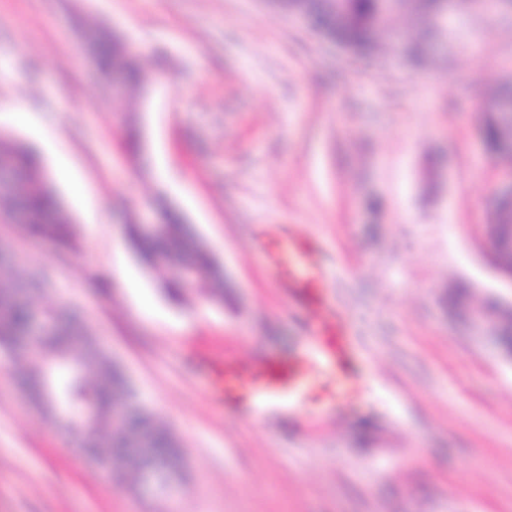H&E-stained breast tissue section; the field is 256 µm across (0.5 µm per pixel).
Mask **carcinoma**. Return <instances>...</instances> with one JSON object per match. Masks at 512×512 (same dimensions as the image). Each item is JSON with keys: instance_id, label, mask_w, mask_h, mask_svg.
I'll use <instances>...</instances> for the list:
<instances>
[{"instance_id": "1", "label": "carcinoma", "mask_w": 512, "mask_h": 512, "mask_svg": "<svg viewBox=\"0 0 512 512\" xmlns=\"http://www.w3.org/2000/svg\"><path fill=\"white\" fill-rule=\"evenodd\" d=\"M438 0H404L402 12L421 31L433 24L431 16ZM297 10L307 14L313 26L346 52L369 57L381 48V39L392 34L379 21V0H342L336 9L334 0H301ZM97 74L112 83L120 73L126 82L137 86L142 69L131 51L100 31L96 41ZM512 101V89L504 88L498 97L477 104L484 123V137L494 150L512 141V120L505 112ZM0 155L8 156L18 188L0 193V208L8 217L16 209L26 214L22 225L26 235L41 239L71 242L68 220L46 176L42 160L23 144L0 140ZM160 229L145 234L138 224L128 225V239L140 260L161 273L174 272L166 281L173 294L187 287L186 278L194 275L216 286V297L224 298V280L211 252L192 228L183 223L180 213L158 206ZM40 284L13 270L11 258L0 249V345L9 353L30 356L35 368L23 378L37 408L55 416L71 434L101 457L102 467L112 471L116 465L137 475L159 459L176 466L177 445L172 434L143 410L129 419V427L118 426L114 415L132 402L135 393L121 368L108 357L98 342L80 327L55 325L52 333L34 341H24L36 313L32 294ZM132 448H148L150 454L138 457Z\"/></svg>"}]
</instances>
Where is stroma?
I'll return each mask as SVG.
<instances>
[{
    "label": "stroma",
    "mask_w": 512,
    "mask_h": 512,
    "mask_svg": "<svg viewBox=\"0 0 512 512\" xmlns=\"http://www.w3.org/2000/svg\"><path fill=\"white\" fill-rule=\"evenodd\" d=\"M103 27L137 53L139 88L110 94L84 43ZM370 58L267 0H0V130L33 145L74 247L0 220V247L79 314L140 404L175 437L173 482L106 471L0 354V512H512V281L486 221L512 184L475 105L512 81V6L448 15L430 69L403 16ZM220 266L172 297L127 239L157 199ZM326 245L372 380L341 411L248 421L224 361L288 359L309 312L278 288L283 227ZM495 306L497 321L474 320Z\"/></svg>",
    "instance_id": "obj_1"
}]
</instances>
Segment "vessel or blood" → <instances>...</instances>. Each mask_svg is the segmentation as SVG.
Returning a JSON list of instances; mask_svg holds the SVG:
<instances>
[{
	"label": "vessel or blood",
	"mask_w": 512,
	"mask_h": 512,
	"mask_svg": "<svg viewBox=\"0 0 512 512\" xmlns=\"http://www.w3.org/2000/svg\"><path fill=\"white\" fill-rule=\"evenodd\" d=\"M272 264L277 286L308 307L310 336L305 348L286 362L266 356L240 367L225 361L224 376L240 388L238 403L251 420L295 410L320 377L331 386L327 399L336 405L368 383L367 376L353 367L354 362L367 360L360 339L341 310L312 293L331 272L321 245L286 231L276 242Z\"/></svg>",
	"instance_id": "b4317fda"
}]
</instances>
